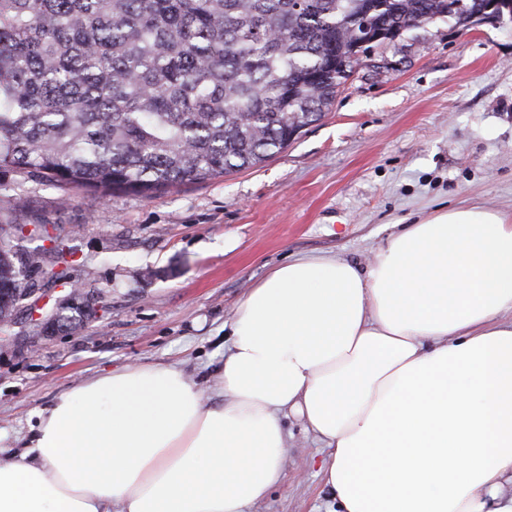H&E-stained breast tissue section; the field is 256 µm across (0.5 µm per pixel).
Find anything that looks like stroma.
Returning <instances> with one entry per match:
<instances>
[{"label":"stroma","mask_w":512,"mask_h":512,"mask_svg":"<svg viewBox=\"0 0 512 512\" xmlns=\"http://www.w3.org/2000/svg\"><path fill=\"white\" fill-rule=\"evenodd\" d=\"M21 211L45 217L103 289L76 334L0 340V444L56 396L104 370L180 364L202 385L224 364L234 304L278 264L360 263L438 210L512 211V23L462 33L441 18L375 47L325 116L258 167L155 192L102 196L0 170ZM286 479L253 512H323L320 456L294 419Z\"/></svg>","instance_id":"35a3bbf8"}]
</instances>
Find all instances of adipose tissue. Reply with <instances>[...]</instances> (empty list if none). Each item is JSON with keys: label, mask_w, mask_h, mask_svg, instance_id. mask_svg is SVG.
Returning a JSON list of instances; mask_svg holds the SVG:
<instances>
[{"label": "adipose tissue", "mask_w": 512, "mask_h": 512, "mask_svg": "<svg viewBox=\"0 0 512 512\" xmlns=\"http://www.w3.org/2000/svg\"><path fill=\"white\" fill-rule=\"evenodd\" d=\"M212 387L174 363L58 395L0 459V512H251L298 418L326 512H512V213L459 205L359 265L273 268Z\"/></svg>", "instance_id": "1"}]
</instances>
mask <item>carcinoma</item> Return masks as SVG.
I'll use <instances>...</instances> for the list:
<instances>
[{
  "mask_svg": "<svg viewBox=\"0 0 512 512\" xmlns=\"http://www.w3.org/2000/svg\"><path fill=\"white\" fill-rule=\"evenodd\" d=\"M456 2L0 0V169L149 197L256 167L364 64L366 17L468 31L487 0ZM71 256L42 221L0 222L1 335L35 293L83 292ZM57 315L70 334L87 319Z\"/></svg>",
  "mask_w": 512,
  "mask_h": 512,
  "instance_id": "cac0c4a2",
  "label": "carcinoma"
}]
</instances>
